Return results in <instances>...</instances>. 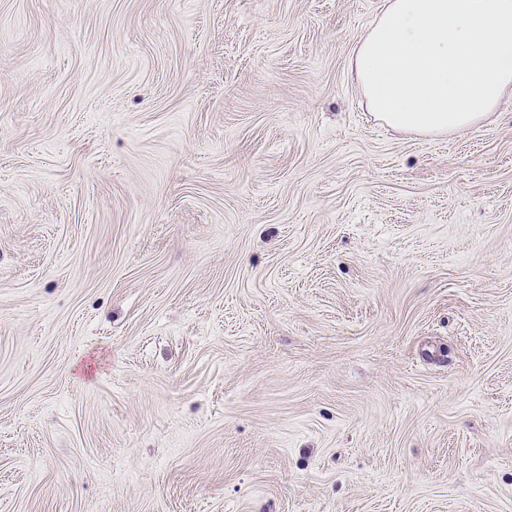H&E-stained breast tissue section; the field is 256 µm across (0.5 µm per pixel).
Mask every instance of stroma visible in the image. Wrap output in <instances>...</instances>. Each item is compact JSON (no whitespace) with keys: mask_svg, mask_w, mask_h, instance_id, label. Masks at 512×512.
<instances>
[{"mask_svg":"<svg viewBox=\"0 0 512 512\" xmlns=\"http://www.w3.org/2000/svg\"><path fill=\"white\" fill-rule=\"evenodd\" d=\"M384 0H0V512H512V96L369 112Z\"/></svg>","mask_w":512,"mask_h":512,"instance_id":"obj_1","label":"stroma"}]
</instances>
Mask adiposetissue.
I'll use <instances>...</instances> for the list:
<instances>
[{
	"instance_id": "1",
	"label": "adipose tissue",
	"mask_w": 512,
	"mask_h": 512,
	"mask_svg": "<svg viewBox=\"0 0 512 512\" xmlns=\"http://www.w3.org/2000/svg\"><path fill=\"white\" fill-rule=\"evenodd\" d=\"M350 69L370 111L394 129L478 125L512 95V0H384Z\"/></svg>"
}]
</instances>
